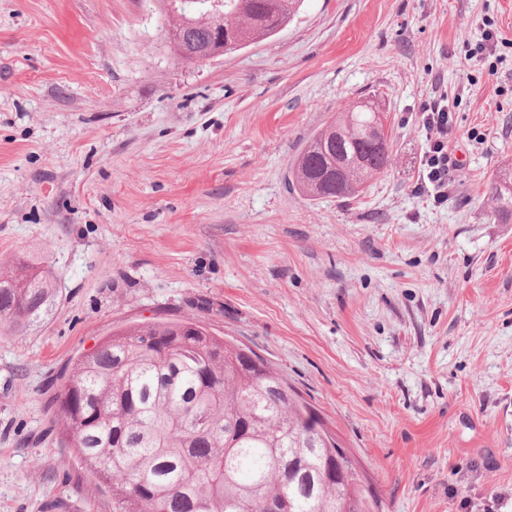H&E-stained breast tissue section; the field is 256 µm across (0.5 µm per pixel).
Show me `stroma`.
Wrapping results in <instances>:
<instances>
[{
	"label": "stroma",
	"mask_w": 512,
	"mask_h": 512,
	"mask_svg": "<svg viewBox=\"0 0 512 512\" xmlns=\"http://www.w3.org/2000/svg\"><path fill=\"white\" fill-rule=\"evenodd\" d=\"M157 0H0V266L51 270L0 331V512H112L60 442L59 375L112 332L199 321L315 409L372 512H512V0H303L277 37L179 62ZM457 107L448 201L420 193L421 108ZM393 157L309 201L291 163L341 105ZM491 216L494 220L507 224L512 220V171H501L490 186Z\"/></svg>",
	"instance_id": "1"
}]
</instances>
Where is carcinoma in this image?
Returning <instances> with one entry per match:
<instances>
[{"mask_svg": "<svg viewBox=\"0 0 512 512\" xmlns=\"http://www.w3.org/2000/svg\"><path fill=\"white\" fill-rule=\"evenodd\" d=\"M303 0H219L211 13L160 0L181 60L229 54L284 30ZM384 113L338 111L290 171L308 200L359 195L391 161ZM491 216L512 220V171L493 180ZM56 280L18 260L0 270V328L42 320ZM64 447L112 492V512H368L346 451L280 372L193 320L150 321L104 338L78 358L57 397Z\"/></svg>", "mask_w": 512, "mask_h": 512, "instance_id": "obj_1", "label": "carcinoma"}]
</instances>
